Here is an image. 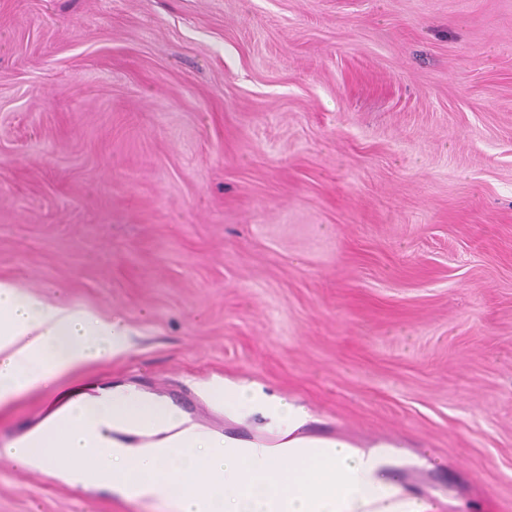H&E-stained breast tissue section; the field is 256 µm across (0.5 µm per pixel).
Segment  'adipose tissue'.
I'll list each match as a JSON object with an SVG mask.
<instances>
[{
	"label": "adipose tissue",
	"mask_w": 512,
	"mask_h": 512,
	"mask_svg": "<svg viewBox=\"0 0 512 512\" xmlns=\"http://www.w3.org/2000/svg\"><path fill=\"white\" fill-rule=\"evenodd\" d=\"M127 336L119 322L90 309L50 303L0 280V403L125 350ZM218 399L228 416L269 417L279 443L211 434L163 398L117 385L63 401L7 453L23 466L66 463L72 485L164 499L173 512H438L404 488L397 443L306 433L304 406L251 396L230 382ZM145 434L155 443L127 441Z\"/></svg>",
	"instance_id": "ef3b65f1"
}]
</instances>
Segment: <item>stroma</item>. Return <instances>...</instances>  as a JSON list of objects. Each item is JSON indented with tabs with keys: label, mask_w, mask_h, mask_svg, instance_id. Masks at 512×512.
I'll list each match as a JSON object with an SVG mask.
<instances>
[{
	"label": "stroma",
	"mask_w": 512,
	"mask_h": 512,
	"mask_svg": "<svg viewBox=\"0 0 512 512\" xmlns=\"http://www.w3.org/2000/svg\"><path fill=\"white\" fill-rule=\"evenodd\" d=\"M0 280L130 334L0 404V512H169L6 450L116 384L270 438L228 380L512 512V0H0Z\"/></svg>",
	"instance_id": "stroma-1"
}]
</instances>
